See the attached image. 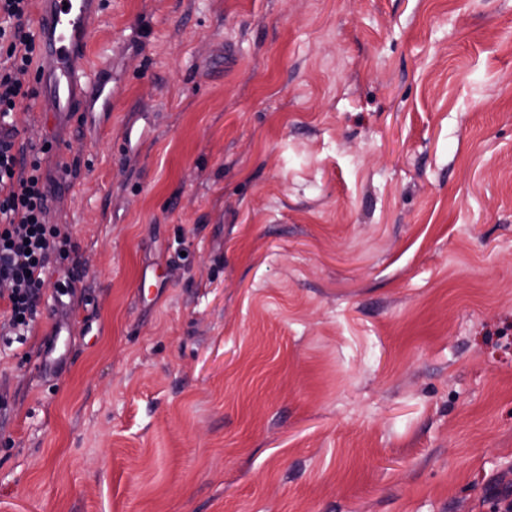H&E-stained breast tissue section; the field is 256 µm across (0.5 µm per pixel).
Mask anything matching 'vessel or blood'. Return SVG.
<instances>
[{
  "instance_id": "obj_1",
  "label": "vessel or blood",
  "mask_w": 512,
  "mask_h": 512,
  "mask_svg": "<svg viewBox=\"0 0 512 512\" xmlns=\"http://www.w3.org/2000/svg\"><path fill=\"white\" fill-rule=\"evenodd\" d=\"M37 45L48 64L38 73L41 94L55 99L58 111L73 115L78 110L75 92L85 87L90 98L111 95L101 70L78 64L75 50L87 47L104 0H35Z\"/></svg>"
}]
</instances>
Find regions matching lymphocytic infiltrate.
<instances>
[{
  "mask_svg": "<svg viewBox=\"0 0 512 512\" xmlns=\"http://www.w3.org/2000/svg\"><path fill=\"white\" fill-rule=\"evenodd\" d=\"M32 0H0V284L6 288V344L24 342L38 312L43 274L68 258L71 243L48 222L43 157L50 142L19 143L17 106L31 98L26 78L36 57L28 22Z\"/></svg>",
  "mask_w": 512,
  "mask_h": 512,
  "instance_id": "obj_1",
  "label": "lymphocytic infiltrate"
}]
</instances>
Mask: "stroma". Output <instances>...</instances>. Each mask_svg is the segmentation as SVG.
Returning a JSON list of instances; mask_svg holds the SVG:
<instances>
[{"label":"stroma","instance_id":"1","mask_svg":"<svg viewBox=\"0 0 512 512\" xmlns=\"http://www.w3.org/2000/svg\"><path fill=\"white\" fill-rule=\"evenodd\" d=\"M106 3L112 100L15 114L75 250L0 349V512H490L512 0Z\"/></svg>","mask_w":512,"mask_h":512}]
</instances>
